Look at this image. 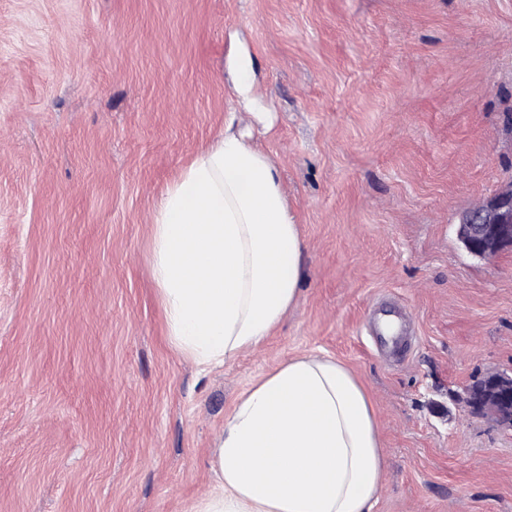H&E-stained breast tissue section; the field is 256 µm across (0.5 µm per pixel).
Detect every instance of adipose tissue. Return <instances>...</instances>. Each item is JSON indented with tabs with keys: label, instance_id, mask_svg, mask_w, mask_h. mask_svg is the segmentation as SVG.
<instances>
[{
	"label": "adipose tissue",
	"instance_id": "obj_1",
	"mask_svg": "<svg viewBox=\"0 0 512 512\" xmlns=\"http://www.w3.org/2000/svg\"><path fill=\"white\" fill-rule=\"evenodd\" d=\"M233 67L237 103L267 121L251 57L238 54ZM152 224L167 341L202 369L261 345L294 304L300 228L277 167L235 121L166 186ZM211 465L217 488L192 512H373L385 456L366 387L310 350L240 394Z\"/></svg>",
	"mask_w": 512,
	"mask_h": 512
}]
</instances>
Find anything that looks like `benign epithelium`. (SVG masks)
Here are the masks:
<instances>
[{"label":"benign epithelium","mask_w":512,"mask_h":512,"mask_svg":"<svg viewBox=\"0 0 512 512\" xmlns=\"http://www.w3.org/2000/svg\"><path fill=\"white\" fill-rule=\"evenodd\" d=\"M457 236L466 251L491 258L512 247V188L507 187L481 205L462 213ZM476 412L487 413L512 429V377L499 375L484 390L467 389Z\"/></svg>","instance_id":"7a95c632"}]
</instances>
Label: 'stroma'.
Listing matches in <instances>:
<instances>
[{
    "instance_id": "obj_1",
    "label": "stroma",
    "mask_w": 512,
    "mask_h": 512,
    "mask_svg": "<svg viewBox=\"0 0 512 512\" xmlns=\"http://www.w3.org/2000/svg\"><path fill=\"white\" fill-rule=\"evenodd\" d=\"M235 48L304 275L204 371L164 336L152 216L224 129ZM510 183L512 0H0V512H189L239 394L311 349L374 401V512H512V430L466 401L512 376V251L456 226ZM391 308L416 332L394 365ZM233 67L236 77L233 83V93L236 96V102L250 111L252 117L266 125L270 112H265L267 107L264 100L256 94L253 82V61L252 58L245 53L238 54L233 60Z\"/></svg>"
}]
</instances>
